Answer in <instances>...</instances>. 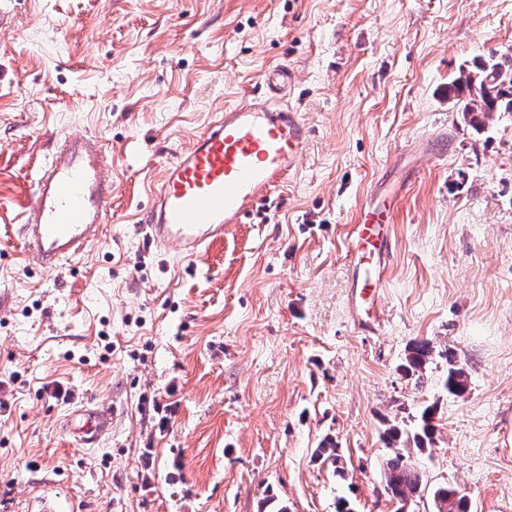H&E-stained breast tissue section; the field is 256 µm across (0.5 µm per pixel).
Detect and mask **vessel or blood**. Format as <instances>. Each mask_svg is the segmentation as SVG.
Masks as SVG:
<instances>
[{"label":"vessel or blood","mask_w":512,"mask_h":512,"mask_svg":"<svg viewBox=\"0 0 512 512\" xmlns=\"http://www.w3.org/2000/svg\"><path fill=\"white\" fill-rule=\"evenodd\" d=\"M308 133L299 113L270 100L225 109L166 165L144 219L148 238L160 248L176 245L189 260L223 241L225 232L294 170ZM106 164L96 138L68 135L59 140L35 181L29 213L20 226L28 262L52 270L82 254L106 222L112 199ZM392 213L386 192L375 190L360 205L353 224L360 294L374 303L391 252L386 227ZM112 420L111 408L100 406L75 410L68 418L85 445L108 435Z\"/></svg>","instance_id":"1"}]
</instances>
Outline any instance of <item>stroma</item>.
Returning <instances> with one entry per match:
<instances>
[{"label":"stroma","instance_id":"stroma-1","mask_svg":"<svg viewBox=\"0 0 512 512\" xmlns=\"http://www.w3.org/2000/svg\"><path fill=\"white\" fill-rule=\"evenodd\" d=\"M512 58V0H0V512H512V115L481 131L446 91ZM288 70L286 90L264 81ZM270 98L309 136L296 169L197 259L142 228L163 166L224 107ZM68 134L99 138L101 238L28 265L18 229ZM398 195L386 320L353 306L351 225L378 179ZM452 349L464 397L400 370ZM118 410L88 448L64 417ZM436 405L406 445L416 498L384 490L388 425ZM333 439L338 476L315 448ZM434 350L430 341L418 340L412 342L405 356L403 370L407 377L414 379L415 384L422 386L426 377V370L433 363ZM435 405L425 406L418 417L415 416L417 422L412 430L401 429L398 425L391 424L384 431V441L388 445H394L395 442L413 441V444L420 451L430 450L435 444V436L437 426L434 424L435 419ZM389 446V447H392ZM434 500L438 503V512H467L465 496L453 487H439L434 493Z\"/></svg>","mask_w":512,"mask_h":512}]
</instances>
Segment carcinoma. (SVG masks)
<instances>
[{
    "instance_id": "obj_1",
    "label": "carcinoma",
    "mask_w": 512,
    "mask_h": 512,
    "mask_svg": "<svg viewBox=\"0 0 512 512\" xmlns=\"http://www.w3.org/2000/svg\"><path fill=\"white\" fill-rule=\"evenodd\" d=\"M472 69L481 74L476 93H471L470 74L462 71L458 78L448 84V96L458 98L466 96L462 102L463 116L470 117V122H479L478 114L487 112H508L512 114V62L502 61L494 57L481 60ZM445 361L442 376V387L448 395L461 398L467 392L468 379L463 367L457 363L456 353L446 348L434 352L428 340L412 342L405 356L403 370L405 375L414 379L415 384H424L428 365L434 357ZM436 406L428 405L422 409L412 430L402 429L395 424L389 425L384 431V441L388 445L404 440L413 442L421 450H430L435 444L437 426L434 424ZM315 454L331 462L336 470L343 469L341 455L333 444H324L315 449ZM385 491L397 503L404 505L414 497L420 489L419 471L400 449L393 453L384 466ZM438 503V512H467L465 497L453 487H440L434 493Z\"/></svg>"
}]
</instances>
